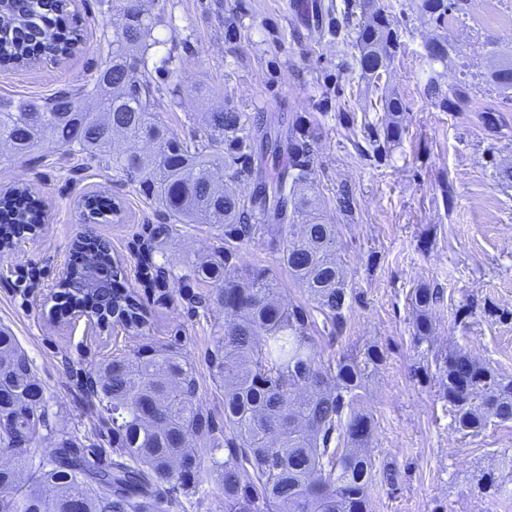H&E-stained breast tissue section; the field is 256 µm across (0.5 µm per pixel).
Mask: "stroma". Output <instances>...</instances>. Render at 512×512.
Listing matches in <instances>:
<instances>
[{"instance_id":"35a3bbf8","label":"stroma","mask_w":512,"mask_h":512,"mask_svg":"<svg viewBox=\"0 0 512 512\" xmlns=\"http://www.w3.org/2000/svg\"><path fill=\"white\" fill-rule=\"evenodd\" d=\"M302 0H163L153 30L157 55L180 59L179 105L162 99L159 119L175 131L224 100L244 112L317 117L320 140L314 178L320 207L339 226L336 259L361 293L350 334L380 346L384 364L368 382L367 408L376 419L369 444L378 470L370 495L372 512H512V423L477 436L456 432L447 402L438 392L435 354L455 348L512 378V96L488 75L512 59V0H471L443 29L424 19L418 0H379L399 28L401 46L379 83L361 75L357 49L336 43L304 24ZM84 44L63 63L0 70V95L48 98L81 83L108 60L104 35L118 24L99 0H77ZM236 14V33L224 19ZM447 36L454 50L441 79L444 91L459 81L471 87L469 103L443 111L425 90L430 68L426 44ZM406 106L398 145L382 161L359 157L355 146L382 131L389 116L382 98ZM354 113V137L344 135L338 112ZM31 184L45 204V222L27 235L21 252L0 254V266L36 269L41 286L54 284L84 225L78 207L88 192L106 190L122 209L97 224L126 269L124 284L139 292L154 320L145 335L102 332L56 323L50 306H27L14 285L0 282V328L9 329L45 389L58 428L84 438L100 428L98 408L81 391L78 374L118 351L145 343L178 347L197 369L198 398L205 409L224 413V390L204 354L210 329L191 300L206 296L199 283L166 295L145 289L138 270L146 231L163 221L133 184L116 171L51 155L18 161L0 155V187ZM453 201L444 204V192ZM350 195L356 221L343 223L337 209ZM154 261L183 266L219 245L208 224H182L159 239ZM427 285L444 291L432 312L430 346L413 339L412 296ZM201 484L174 493L169 512H224V491L200 458ZM491 472L502 492L486 496L478 475Z\"/></svg>"}]
</instances>
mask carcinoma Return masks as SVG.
Returning a JSON list of instances; mask_svg holds the SVG:
<instances>
[{
	"mask_svg": "<svg viewBox=\"0 0 512 512\" xmlns=\"http://www.w3.org/2000/svg\"><path fill=\"white\" fill-rule=\"evenodd\" d=\"M468 0H421V12L437 27ZM122 17L108 41L109 62L76 91L48 101L0 95V147L24 159L36 152L85 162L107 159L171 224L203 217L224 231L213 258L176 273L158 267L179 288L192 282L217 285L197 301L203 316L216 315L205 359L224 387V418L197 400L195 366L169 345H145L96 364L92 398L108 425L109 448L99 439L79 443L53 427L40 380L15 337L0 328V504L8 512H167L166 494L195 479L194 462L206 454L224 485L225 512H371L377 465L368 453L374 415L364 408L366 381L385 361L376 344L342 342L359 295L336 262L338 225L319 211L312 178L316 126L311 120L272 127L258 112L224 105L204 113L200 126L181 134L157 119L159 98L175 99L168 83L178 70L172 53L149 65L157 0H107ZM72 0H0V65L21 67L62 61L77 51L82 35ZM363 20L353 23L354 10ZM328 32L358 50L362 74L380 78L400 47L391 16L375 0H346L327 7ZM433 63L448 65L450 47L426 45ZM438 72L427 94L446 111L470 101L460 83L443 93ZM491 82L512 92V61L498 65ZM389 121L382 139L362 150L380 159L402 138L403 100L385 101ZM152 145L148 153L113 155L112 140ZM222 152V158L215 152ZM234 182L253 185L245 197ZM85 219L120 211L97 193L84 199ZM41 201L26 186L0 192V244L39 228ZM267 239L301 298L273 287L266 268L236 262L237 244ZM74 263L60 296L101 317L112 316L137 334L150 327L151 312L121 283L122 262L102 238L81 232ZM112 271V287H83L88 267ZM443 301L438 288L415 290L414 340L430 343V313ZM341 347L325 356L316 335ZM442 397L453 410L456 431L477 435L512 422V379L502 378L462 348L436 358ZM22 437L52 448L34 458L13 447ZM495 496L502 482L491 473L477 479Z\"/></svg>",
	"mask_w": 512,
	"mask_h": 512,
	"instance_id": "1",
	"label": "carcinoma"
}]
</instances>
